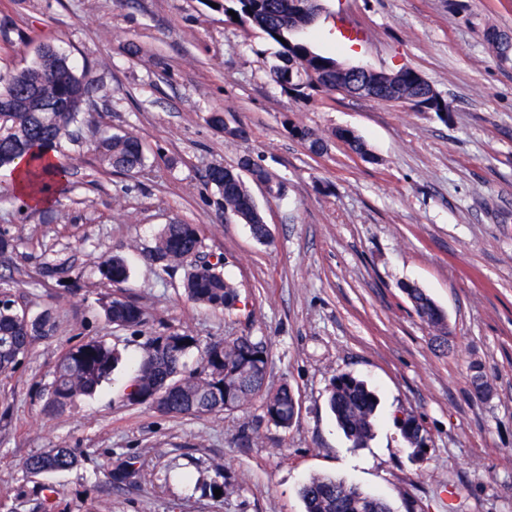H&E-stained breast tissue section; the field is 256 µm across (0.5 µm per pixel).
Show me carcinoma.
<instances>
[{"mask_svg": "<svg viewBox=\"0 0 512 512\" xmlns=\"http://www.w3.org/2000/svg\"><path fill=\"white\" fill-rule=\"evenodd\" d=\"M289 0H224V11L237 13L238 20L262 31L280 46L268 73L273 82L299 101L316 95L336 94V63L332 56L316 52L299 34L312 26L321 10L303 13L288 11ZM55 55L43 45L37 50L33 65L0 81V100L9 99L12 111L0 112V168L13 167L17 160H28L27 175L32 191L49 193L67 179L69 157H55L45 162L43 155L54 151L64 141L81 138V127L90 135L86 141L104 167L133 174L145 163L141 141L134 135H103L97 130L93 113L86 111L90 94L103 86L84 73H74L64 56L47 66L43 59ZM400 87L413 93L428 94L430 86L416 69L395 72ZM209 126L227 133L232 139L245 137L244 128L228 125L224 113L211 112ZM293 136L319 155L327 146L326 136L304 126H291ZM331 137L344 143L353 153L365 158L367 150L353 131L338 128ZM252 180L270 179L269 172L252 158L244 156L235 166L215 164L207 172V183L216 189L217 205L222 212L249 226L253 237L266 242L269 231L241 171ZM205 247V230L200 224L173 221L164 225L154 245L143 251L144 259L163 271L183 270L182 289L187 300L213 311L233 308L238 301L237 287L224 276V259L215 262L200 259ZM100 276L118 288V293L104 303L105 321L121 329L143 331L148 323L143 305L123 292L130 268L120 254H113L98 267ZM404 292L423 321L436 336L448 334L445 314L432 299L414 285ZM55 318L46 309L35 315L13 298L10 281L0 280V375L14 372L28 356L36 341L52 337ZM200 354L196 367L187 366L192 351ZM121 361L114 347L99 337H88L68 347L53 371L46 408L52 414L69 410L80 397L92 396L108 381ZM268 345L248 334L212 338L201 343L188 330H173L146 337L138 366L121 395L122 405H145L171 417L202 416L216 412L241 410L254 401L262 403L267 423L286 430L297 414L295 394L284 381L268 385ZM474 394L488 397L492 384L480 365L472 366ZM338 427L354 448H363L377 424V397L367 383L342 373L330 382L327 397ZM405 440L418 454L426 447L415 418L400 420ZM79 455L73 448L55 446L29 455L23 469L31 476L63 472L77 466ZM139 473L137 461L130 458L109 470V479L133 486ZM305 512H393L381 497L361 490L333 476H313L300 488Z\"/></svg>", "mask_w": 512, "mask_h": 512, "instance_id": "carcinoma-1", "label": "carcinoma"}]
</instances>
